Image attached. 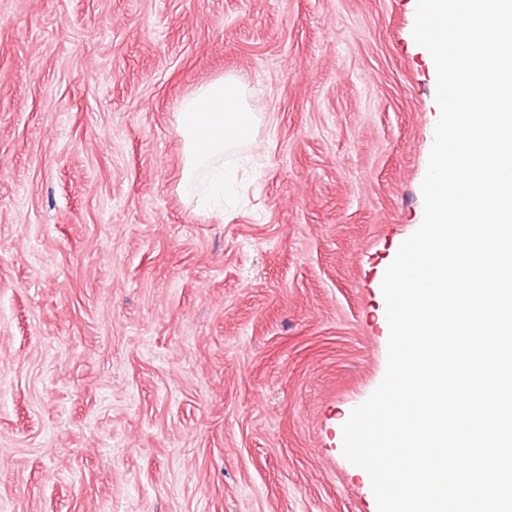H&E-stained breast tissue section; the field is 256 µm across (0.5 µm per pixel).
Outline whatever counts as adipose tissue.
<instances>
[{
  "mask_svg": "<svg viewBox=\"0 0 512 512\" xmlns=\"http://www.w3.org/2000/svg\"><path fill=\"white\" fill-rule=\"evenodd\" d=\"M257 124L237 77H220L185 99L178 111L185 153L183 182L192 183L201 166L222 157L228 148L252 140Z\"/></svg>",
  "mask_w": 512,
  "mask_h": 512,
  "instance_id": "adipose-tissue-1",
  "label": "adipose tissue"
}]
</instances>
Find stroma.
<instances>
[{
    "label": "stroma",
    "mask_w": 512,
    "mask_h": 512,
    "mask_svg": "<svg viewBox=\"0 0 512 512\" xmlns=\"http://www.w3.org/2000/svg\"><path fill=\"white\" fill-rule=\"evenodd\" d=\"M417 0H0V512H377L342 426L439 108ZM261 118L202 215L183 99Z\"/></svg>",
    "instance_id": "1"
}]
</instances>
